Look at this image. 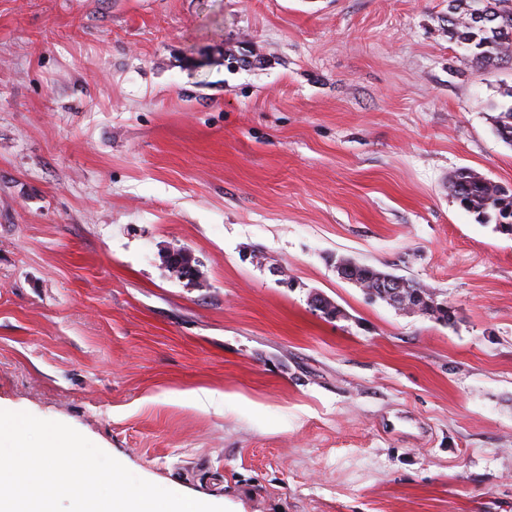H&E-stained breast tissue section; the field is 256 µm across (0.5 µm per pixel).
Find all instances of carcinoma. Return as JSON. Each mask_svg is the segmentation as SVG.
I'll list each match as a JSON object with an SVG mask.
<instances>
[{"label": "carcinoma", "mask_w": 512, "mask_h": 512, "mask_svg": "<svg viewBox=\"0 0 512 512\" xmlns=\"http://www.w3.org/2000/svg\"><path fill=\"white\" fill-rule=\"evenodd\" d=\"M448 30L457 45L481 67L488 64L512 63V0H448ZM482 11L494 17L487 26L474 19ZM496 131L502 140L512 145V105L494 117ZM463 182L460 191L452 190L454 199L484 224H499L512 220V189L491 181L472 170L456 174Z\"/></svg>", "instance_id": "cac0c4a2"}]
</instances>
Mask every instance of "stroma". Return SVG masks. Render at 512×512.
<instances>
[{"label": "stroma", "instance_id": "stroma-1", "mask_svg": "<svg viewBox=\"0 0 512 512\" xmlns=\"http://www.w3.org/2000/svg\"><path fill=\"white\" fill-rule=\"evenodd\" d=\"M511 104L448 0H0V410L229 512H512V236L448 191ZM412 282V281H409ZM403 278L394 276L388 277L382 289L381 296L387 298L389 303L402 308L403 310L438 317L441 312L448 310L451 317V310L447 302H438L436 293L433 292L431 299H427L420 291L409 288L410 283Z\"/></svg>", "mask_w": 512, "mask_h": 512}]
</instances>
